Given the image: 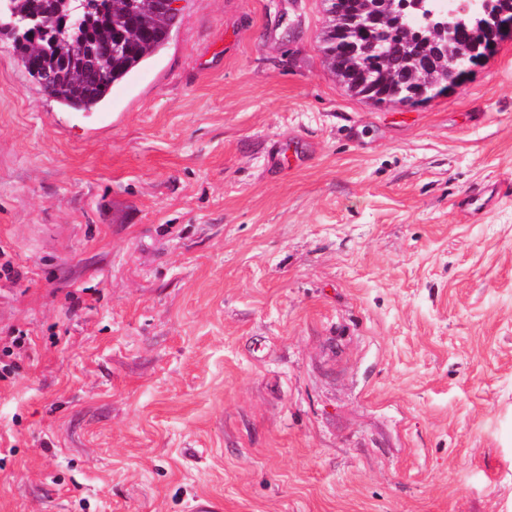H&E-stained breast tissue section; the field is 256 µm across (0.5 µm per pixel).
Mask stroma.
Returning a JSON list of instances; mask_svg holds the SVG:
<instances>
[{"instance_id": "stroma-1", "label": "stroma", "mask_w": 512, "mask_h": 512, "mask_svg": "<svg viewBox=\"0 0 512 512\" xmlns=\"http://www.w3.org/2000/svg\"><path fill=\"white\" fill-rule=\"evenodd\" d=\"M329 22L181 0L90 118L0 39V512H512V39L409 107Z\"/></svg>"}]
</instances>
